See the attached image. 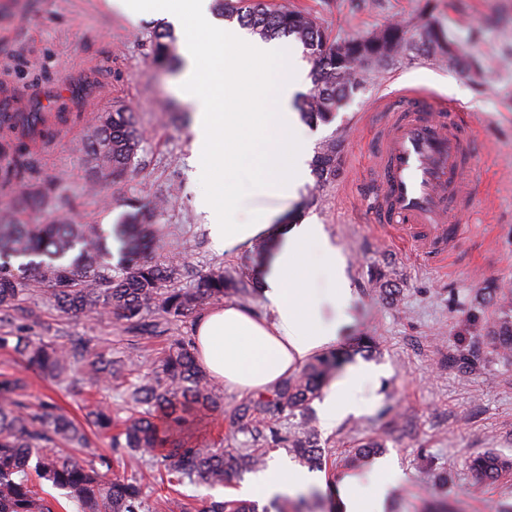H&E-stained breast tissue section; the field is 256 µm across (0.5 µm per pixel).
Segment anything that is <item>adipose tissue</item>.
<instances>
[{"label":"adipose tissue","mask_w":512,"mask_h":512,"mask_svg":"<svg viewBox=\"0 0 512 512\" xmlns=\"http://www.w3.org/2000/svg\"><path fill=\"white\" fill-rule=\"evenodd\" d=\"M211 0H112L130 20L152 14L182 34V70L175 91L195 114L192 153L196 168L222 163L224 178L213 196L201 199L216 246L238 254L269 243L268 260L257 269L263 313L232 302L201 312L194 325L197 359L231 392L269 391L312 358L333 349L349 324L353 291L346 259L324 225L303 218L289 222L288 205L309 180L311 141L294 100L306 82L296 51L287 43L266 42L236 25L219 24ZM278 62L280 77L268 81L266 66ZM249 177L250 193L236 188ZM322 274L327 285L311 280ZM379 369L347 364L324 388L318 404L326 429L352 416L371 413L376 397H363ZM402 474L382 461L363 479L338 487L337 512H384L391 483ZM308 476L287 461H273L254 474L242 495L271 500L306 485Z\"/></svg>","instance_id":"1"}]
</instances>
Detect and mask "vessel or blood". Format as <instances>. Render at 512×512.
<instances>
[{"mask_svg": "<svg viewBox=\"0 0 512 512\" xmlns=\"http://www.w3.org/2000/svg\"><path fill=\"white\" fill-rule=\"evenodd\" d=\"M473 148V127L459 110L428 91L400 90L370 157L378 229L427 261L447 260L460 235L457 220L472 209L463 176L473 170Z\"/></svg>", "mask_w": 512, "mask_h": 512, "instance_id": "obj_1", "label": "vessel or blood"}]
</instances>
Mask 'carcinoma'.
<instances>
[{
    "mask_svg": "<svg viewBox=\"0 0 512 512\" xmlns=\"http://www.w3.org/2000/svg\"><path fill=\"white\" fill-rule=\"evenodd\" d=\"M217 15L237 21L265 40L292 37L312 61L313 87L301 104L310 121L329 123L339 103L347 98L377 67L388 65L415 48L428 53L451 54L444 32L434 24H389L384 28L343 39L330 40L311 13L262 0H214ZM174 36L165 30L151 44L156 63L172 61ZM63 112L49 115L26 112L21 126L0 129V151L13 157V164L0 169L3 187L26 183L32 169V153L24 137L30 134L48 141ZM142 135L132 114L115 110L97 116L94 133L84 145L102 178L114 180L137 174L136 157ZM339 145L330 139L313 160L318 182L336 179ZM43 194L22 190L13 198L10 214H0V322L24 318L34 285L45 291L56 309L72 318L88 312L114 315L136 333L160 337L172 321L185 318L207 304L234 291L243 292L224 268L196 270L188 264L167 262L154 221V212L129 203L120 224H76L48 214L39 224H29L23 215L42 210ZM120 242V260L112 264V240ZM186 276L190 288L167 284ZM155 318L150 320L148 315ZM496 354L512 359V290L502 293L499 313L485 327ZM0 348L11 349L25 370L66 389L82 393L105 385L119 391L123 406L132 410L124 419L110 407H93L86 420L110 440L112 455L95 454L78 460L63 447L85 445L81 425L52 402L37 406L24 401L26 379L0 375V512H55V504L41 496L36 486L48 482L64 492L77 512H149L141 484L114 470L112 456L122 468H153L167 483L216 487L230 476L266 465L262 448L279 442L292 449L311 467L321 465V452L311 430L299 423L282 433L269 413L294 417L317 398L338 363L331 354L307 363L272 390L252 397L235 408L230 428L251 435V448H215L184 439L185 431L203 414L223 409L219 385L201 368L191 338L170 339L154 363L151 376L134 382L130 372L139 369L132 358L114 357L96 350L92 339L79 336L65 343L33 340L7 331L0 334ZM512 469V459L490 452L471 461L478 482H493ZM192 512H258L244 501L196 499Z\"/></svg>",
    "mask_w": 512,
    "mask_h": 512,
    "instance_id": "cac0c4a2",
    "label": "carcinoma"
}]
</instances>
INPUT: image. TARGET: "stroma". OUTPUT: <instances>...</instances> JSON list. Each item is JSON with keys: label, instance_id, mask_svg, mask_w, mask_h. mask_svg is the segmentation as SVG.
I'll use <instances>...</instances> for the list:
<instances>
[{"label": "stroma", "instance_id": "1", "mask_svg": "<svg viewBox=\"0 0 512 512\" xmlns=\"http://www.w3.org/2000/svg\"><path fill=\"white\" fill-rule=\"evenodd\" d=\"M309 11L330 38L365 34L400 21L429 20L453 41L455 58H474L481 68L408 52L346 98L333 121L311 123L315 145L341 142L334 181H309L301 192L303 216L323 224L347 260L355 301L352 321L335 348L342 363L361 360L380 367L379 402L371 415L336 428L317 427L326 460L311 470L315 497L303 512H331L334 487L351 475L354 445L382 439V457L405 473L389 490L386 512H512V473L479 485L472 459L494 451L512 457V363L489 352L471 314L489 322L497 314L498 286H512V0H281ZM164 19L130 24L107 0H0V103L20 112L77 113L59 126L53 142L33 143L40 164L35 189L52 206L71 204L80 224H117L135 198L156 205L157 224L173 265L223 266L246 287L235 303L260 309L257 251L227 256L215 250L196 200L203 189L190 173L191 113L174 90L177 71L158 66L150 46ZM424 88L446 105L470 113L479 144L470 179L473 210L447 267L415 257L386 242L374 227L368 195V159L376 148L374 126L381 102L403 87ZM131 112L144 134L140 172L98 179L83 149L96 113ZM30 336H91L113 355L131 356L149 371L164 341L132 332L125 322L89 315L74 322L37 295L23 319ZM25 395L36 404L53 398L73 416L84 400L118 405L115 390L82 397L28 375ZM243 400L224 395V415H206L186 436L227 448V414Z\"/></svg>", "mask_w": 512, "mask_h": 512}]
</instances>
